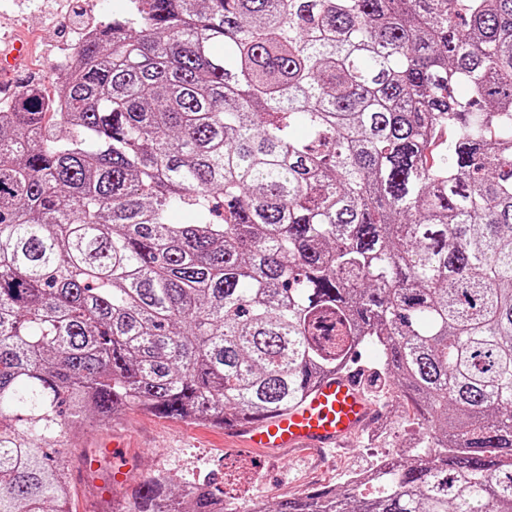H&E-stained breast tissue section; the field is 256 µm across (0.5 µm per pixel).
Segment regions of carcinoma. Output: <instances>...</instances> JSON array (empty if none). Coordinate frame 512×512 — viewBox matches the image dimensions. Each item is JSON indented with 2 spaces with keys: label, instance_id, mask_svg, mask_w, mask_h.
Listing matches in <instances>:
<instances>
[{
  "label": "carcinoma",
  "instance_id": "carcinoma-1",
  "mask_svg": "<svg viewBox=\"0 0 512 512\" xmlns=\"http://www.w3.org/2000/svg\"><path fill=\"white\" fill-rule=\"evenodd\" d=\"M74 55L0 105V512H69L65 407L244 425L366 347L437 457L253 512H512V0H127Z\"/></svg>",
  "mask_w": 512,
  "mask_h": 512
}]
</instances>
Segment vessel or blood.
I'll use <instances>...</instances> for the list:
<instances>
[{
  "label": "vessel or blood",
  "mask_w": 512,
  "mask_h": 512,
  "mask_svg": "<svg viewBox=\"0 0 512 512\" xmlns=\"http://www.w3.org/2000/svg\"><path fill=\"white\" fill-rule=\"evenodd\" d=\"M380 413L358 380L336 373L323 378L296 408L234 428L241 446L266 451L323 449L344 445Z\"/></svg>",
  "instance_id": "b4317fda"
}]
</instances>
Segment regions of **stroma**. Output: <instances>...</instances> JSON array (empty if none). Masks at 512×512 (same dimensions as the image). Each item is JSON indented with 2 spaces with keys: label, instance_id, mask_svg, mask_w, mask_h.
Returning <instances> with one entry per match:
<instances>
[{
  "label": "stroma",
  "instance_id": "obj_1",
  "mask_svg": "<svg viewBox=\"0 0 512 512\" xmlns=\"http://www.w3.org/2000/svg\"><path fill=\"white\" fill-rule=\"evenodd\" d=\"M68 15L60 17L53 0H0V50L20 40L29 52L19 70L0 84L11 96L37 80L52 83L53 62L71 50L70 27L98 24L122 6V0H67ZM378 354L362 352L357 360L369 399L382 415L345 445L324 451L270 453L239 445L224 427L184 422L130 411L116 420L88 416L84 431L70 442L73 491L71 512H110L122 503L124 488L108 480L112 441L122 445L129 476L142 480L165 472L175 490L204 477L222 482L232 512H250L259 503L276 504L320 486L343 488L348 476L365 471L381 457L401 453L406 441L424 429L411 405L396 397L376 367Z\"/></svg>",
  "mask_w": 512,
  "mask_h": 512
}]
</instances>
